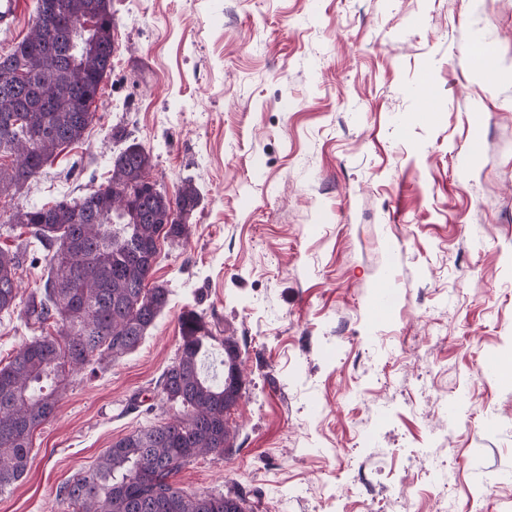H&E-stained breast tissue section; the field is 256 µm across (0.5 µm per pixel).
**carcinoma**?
<instances>
[{
    "instance_id": "1",
    "label": "carcinoma",
    "mask_w": 512,
    "mask_h": 512,
    "mask_svg": "<svg viewBox=\"0 0 512 512\" xmlns=\"http://www.w3.org/2000/svg\"><path fill=\"white\" fill-rule=\"evenodd\" d=\"M101 0H35L29 32L0 39V196L20 191L56 153L80 142L95 119L105 76L112 70L111 6L104 5L88 47L75 46L87 14ZM20 71L5 84L3 70ZM76 85L87 93L79 107L47 99L54 87ZM112 139L123 147L112 156L106 185L72 200L33 204L0 223L27 238L0 250V313L20 309L25 326L52 323L55 333L32 337L0 369V493L27 472L34 432L54 414L52 385L65 369L92 371L138 348L168 306L164 284L148 286L156 239L183 238L200 204V192L184 183L173 197L149 178L151 155L122 128ZM55 248L44 288L19 296L17 274L32 241ZM180 353L159 381L178 416L146 425L119 439L96 466L76 474L61 490L72 512H253L243 490L189 493L171 478L199 457L224 458L233 447L226 415L236 402L224 379L202 366L214 340L203 314L180 318Z\"/></svg>"
}]
</instances>
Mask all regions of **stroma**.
I'll use <instances>...</instances> for the list:
<instances>
[{
  "label": "stroma",
  "mask_w": 512,
  "mask_h": 512,
  "mask_svg": "<svg viewBox=\"0 0 512 512\" xmlns=\"http://www.w3.org/2000/svg\"><path fill=\"white\" fill-rule=\"evenodd\" d=\"M112 70L84 138L0 215L105 184L126 129L168 194L201 202L159 240L169 305L140 346L68 375L0 512L59 491L121 437L175 416L156 382L185 306L239 346L234 448L173 479L256 512H512V0H110ZM431 89L438 112L419 117ZM478 155H471L473 142ZM385 317L372 313L380 290ZM472 68L488 81H497L504 77L498 69L493 54L483 49H477L471 59Z\"/></svg>",
  "instance_id": "1"
}]
</instances>
